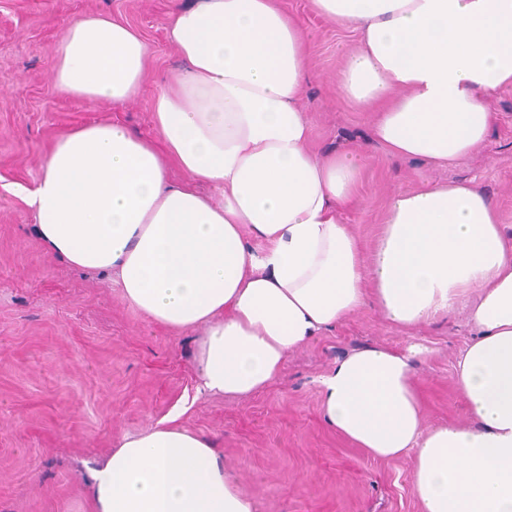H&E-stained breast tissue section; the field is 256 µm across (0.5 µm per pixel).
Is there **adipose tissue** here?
Here are the masks:
<instances>
[{"mask_svg": "<svg viewBox=\"0 0 512 512\" xmlns=\"http://www.w3.org/2000/svg\"><path fill=\"white\" fill-rule=\"evenodd\" d=\"M312 2L357 39L340 90L372 112L386 157L444 168L484 144L497 121L486 99L512 88V0ZM166 38L182 67L153 100L158 140L90 123L49 151L28 198L46 252L116 272L149 321L199 332L209 396L269 389L290 352L367 304L405 330L465 310L454 383L468 422L424 428L414 346L345 353L321 411L374 457H412L423 512H512V234L491 198L470 180L396 193L363 252L344 214L365 157L311 147L298 21L276 0H198ZM149 54L128 24L83 15L59 38L54 84L120 105ZM93 495L95 512H252L211 441L165 421L123 438Z\"/></svg>", "mask_w": 512, "mask_h": 512, "instance_id": "obj_1", "label": "adipose tissue"}]
</instances>
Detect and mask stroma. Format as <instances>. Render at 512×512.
Listing matches in <instances>:
<instances>
[{
    "instance_id": "obj_1",
    "label": "stroma",
    "mask_w": 512,
    "mask_h": 512,
    "mask_svg": "<svg viewBox=\"0 0 512 512\" xmlns=\"http://www.w3.org/2000/svg\"><path fill=\"white\" fill-rule=\"evenodd\" d=\"M190 0H0V512H94L93 477L123 436L158 422L206 436L254 512H421L410 459L381 460L331 429L320 381L358 346L424 347L416 384L425 427L467 422L452 377L470 339L466 315L405 333L372 306L289 354L280 380L248 397L197 395L196 345L146 320L109 277L49 258L26 204L55 138L112 122L155 138L152 101L178 65L165 38ZM301 22L313 80L301 106L312 147L356 146L366 156L361 204L346 215L371 248L391 194L434 180L471 179L512 232V89L488 100L498 114L485 144L448 168L390 161L368 144L371 113L339 91L355 37L310 0H279ZM99 14L129 23L149 44V80L121 106L59 91L52 62L62 28Z\"/></svg>"
}]
</instances>
